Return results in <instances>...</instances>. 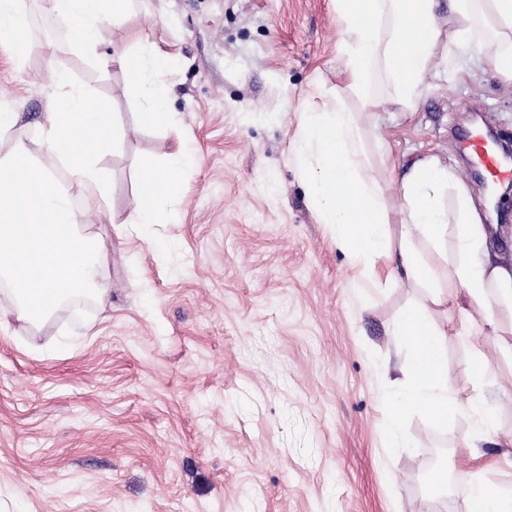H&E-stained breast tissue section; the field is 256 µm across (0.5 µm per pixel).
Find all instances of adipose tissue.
Segmentation results:
<instances>
[{"label":"adipose tissue","instance_id":"ef3b65f1","mask_svg":"<svg viewBox=\"0 0 512 512\" xmlns=\"http://www.w3.org/2000/svg\"><path fill=\"white\" fill-rule=\"evenodd\" d=\"M46 2L73 50L94 57L103 25L129 15L133 0ZM336 12L343 80L363 109L327 103L304 110L292 152L317 222L350 266L374 285L400 282L411 291L388 330L401 378L387 396L384 440L390 448L408 447L403 424L417 411L439 428L449 416L466 413L474 436L498 431L486 401L489 357L470 330L481 320L497 337L496 353L512 358V260L492 254L484 216L468 187L438 158L418 160L396 190L387 191L378 170L389 167L390 159L383 155L371 163L365 119L391 103L411 107L437 63L472 43L486 46L489 69L512 81V0H448L444 23L436 0H336ZM29 26L20 0H0V47L15 62L34 49L26 37ZM132 42L135 52L124 62L141 120L168 127L176 120L168 108L171 55L142 37ZM376 74L392 87L393 98L371 94ZM51 89L52 111L38 152L19 145L0 158V279L11 287L14 315L29 324L42 322L77 295L105 305L108 290L97 270L108 259L107 237L84 219L111 206L112 184L101 162L123 137L109 102L91 96L65 65L54 69ZM41 153L64 166L68 185L38 161ZM196 163L183 149L141 161L137 227L167 222ZM452 303L468 309L453 324ZM452 335L470 353L473 378L465 396L448 376L445 347ZM494 469L491 462L479 466L480 480L464 512H512V486L491 480Z\"/></svg>","mask_w":512,"mask_h":512}]
</instances>
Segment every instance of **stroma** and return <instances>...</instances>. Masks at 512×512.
<instances>
[{
	"instance_id": "obj_1",
	"label": "stroma",
	"mask_w": 512,
	"mask_h": 512,
	"mask_svg": "<svg viewBox=\"0 0 512 512\" xmlns=\"http://www.w3.org/2000/svg\"><path fill=\"white\" fill-rule=\"evenodd\" d=\"M338 30L334 0H136L104 27L98 59L65 37L20 67L0 49V102L19 114L0 156L36 149L57 62L111 102L125 133L102 161L111 209L90 218L107 236L108 307L78 297L31 326L0 291V512H456L474 452L512 481V365L496 358L487 397L502 434L476 441L468 415L436 429L413 413L409 447L383 445L398 374L387 327L409 292L359 282L289 151L304 106L361 109ZM136 31L174 58L177 121L164 129L141 125L113 60ZM484 56L458 49L412 108L371 113L395 163L386 184L436 155L484 197L455 141L487 125L512 143V83ZM183 145L200 164L171 223L128 234L139 160ZM439 469L444 497L427 488Z\"/></svg>"
}]
</instances>
